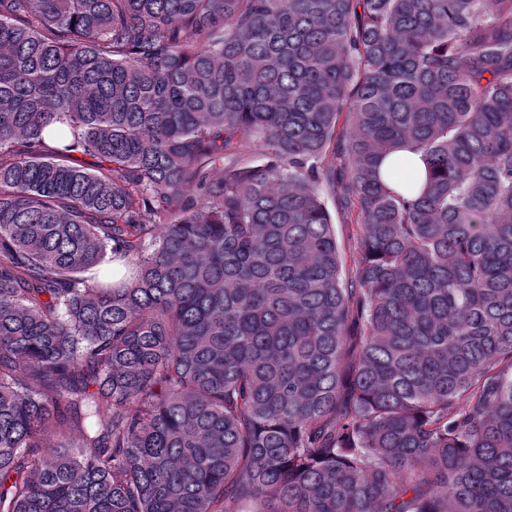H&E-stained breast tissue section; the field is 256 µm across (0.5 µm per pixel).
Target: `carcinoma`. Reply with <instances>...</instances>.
Masks as SVG:
<instances>
[{
  "label": "carcinoma",
  "instance_id": "cac0c4a2",
  "mask_svg": "<svg viewBox=\"0 0 512 512\" xmlns=\"http://www.w3.org/2000/svg\"><path fill=\"white\" fill-rule=\"evenodd\" d=\"M0 512H512V0H0ZM380 174L387 185L396 190H401L402 179L405 174H411L423 181L426 167L420 155L403 151L384 158L380 164ZM325 204L332 216L336 239L341 251L343 271L347 275L357 258L356 238L359 234L358 225L354 217L351 221L348 220L347 223L346 218L339 213L337 201L334 198L326 197Z\"/></svg>",
  "mask_w": 512,
  "mask_h": 512
}]
</instances>
